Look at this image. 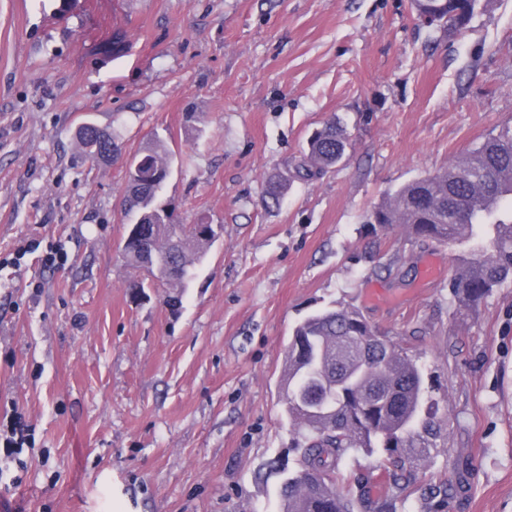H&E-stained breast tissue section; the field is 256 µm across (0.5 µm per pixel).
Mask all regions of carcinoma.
Instances as JSON below:
<instances>
[{
    "label": "carcinoma",
    "mask_w": 512,
    "mask_h": 512,
    "mask_svg": "<svg viewBox=\"0 0 512 512\" xmlns=\"http://www.w3.org/2000/svg\"><path fill=\"white\" fill-rule=\"evenodd\" d=\"M477 2L413 0L416 10L445 16L450 31L466 27ZM96 135L105 145H119L115 132L81 123L75 138L92 161L99 157L86 147ZM347 145L342 128L325 124L309 139L295 178H320L342 160ZM173 163L174 153L157 137L129 164L123 252L132 268L159 271L157 278L176 290L168 299L175 309L219 232L202 221L183 224L168 207L164 188ZM283 193L281 181L269 179L262 205L278 206ZM507 196L512 198V126L447 168L399 187L374 207L367 224L374 231L402 224L415 240L459 246L448 288L451 302L466 307L512 286V212H498ZM286 358L283 402L300 459L282 480V512H397L415 493L424 512L448 503V482L415 485V470L437 447L443 420L409 347L378 333L359 309L339 305L300 321ZM359 451L378 457L383 481L375 493L368 483L340 486L339 462Z\"/></svg>",
    "instance_id": "1"
}]
</instances>
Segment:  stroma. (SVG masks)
Listing matches in <instances>:
<instances>
[{
	"instance_id": "stroma-1",
	"label": "stroma",
	"mask_w": 512,
	"mask_h": 512,
	"mask_svg": "<svg viewBox=\"0 0 512 512\" xmlns=\"http://www.w3.org/2000/svg\"><path fill=\"white\" fill-rule=\"evenodd\" d=\"M60 2L0 0V429L28 432L0 447V512H281L257 471L297 466L288 338L335 303L418 353L447 411L421 475L451 484L445 512H512V287L455 308V249L365 224L512 123V0L451 33L412 0ZM86 120L119 159L83 156ZM330 120L344 159L294 179ZM157 137L180 221L221 228L176 311L121 250L126 166ZM90 125L95 126V129L99 132L100 135H97L95 130L92 129ZM95 136V139L93 138ZM99 136L103 137V149H105V146L111 141L112 142V148H116L119 145V137L115 133L114 130L112 132L108 131L107 129H100L95 124L90 122H83L81 123L76 131H75V138L80 145L84 156L92 161H100L99 157L96 155L98 146H94V150L96 152L95 155L92 154L91 151H87L86 147L87 145L91 144L93 141H97Z\"/></svg>"
}]
</instances>
